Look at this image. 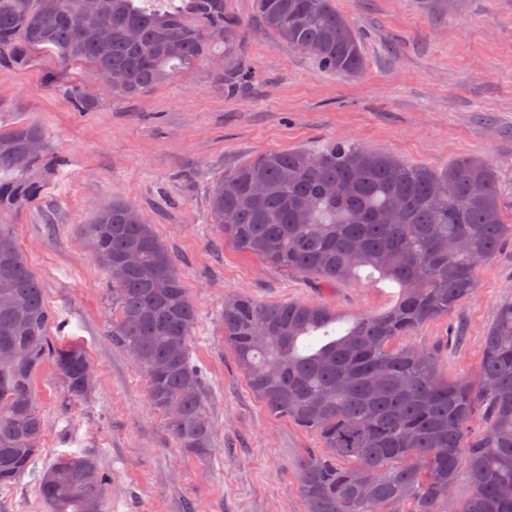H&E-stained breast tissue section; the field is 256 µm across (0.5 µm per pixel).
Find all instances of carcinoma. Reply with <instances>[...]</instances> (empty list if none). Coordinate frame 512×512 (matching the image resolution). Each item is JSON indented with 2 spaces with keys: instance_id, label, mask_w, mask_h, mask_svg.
I'll use <instances>...</instances> for the list:
<instances>
[{
  "instance_id": "1",
  "label": "carcinoma",
  "mask_w": 512,
  "mask_h": 512,
  "mask_svg": "<svg viewBox=\"0 0 512 512\" xmlns=\"http://www.w3.org/2000/svg\"><path fill=\"white\" fill-rule=\"evenodd\" d=\"M231 0H0V66L56 55L112 96L133 98L189 74L203 60L224 94L254 80L242 22ZM262 27L312 56L327 72L364 67L359 38L333 0H256ZM66 93L77 109L95 103L81 82ZM53 154L35 121L0 113V212L19 209L44 188ZM488 159L412 166L352 142L269 150L215 180L211 223L238 251L324 286L363 267L403 294L379 314L352 318L334 336L330 308L303 301H224V339L254 396L272 414L315 434L322 445L298 463L307 512H512V301L500 304L477 375L448 381L436 355L408 343L425 323L473 295L476 270L512 236ZM85 236L107 275L112 342L147 377L149 404L176 446L211 455L205 378L191 362L197 306L177 260L136 205L98 206ZM136 252L139 262L123 257ZM43 288L0 224V488L30 476L51 512H102L106 477L95 456L62 453L38 467L46 423L34 378L53 361L65 402L85 398L95 379L85 351L56 347ZM483 431L475 433V420ZM469 497L448 503L442 486L460 475Z\"/></svg>"
}]
</instances>
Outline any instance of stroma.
<instances>
[{
  "label": "stroma",
  "instance_id": "obj_1",
  "mask_svg": "<svg viewBox=\"0 0 512 512\" xmlns=\"http://www.w3.org/2000/svg\"><path fill=\"white\" fill-rule=\"evenodd\" d=\"M359 33L365 66L352 79L319 69L309 55L262 30L254 0H232L248 29L257 73L244 95H225L209 62L129 99L94 88V107L76 110L45 71L83 80L44 55L0 68V111L42 122L61 167L40 198L0 213L44 288L57 323L53 340L82 345L95 390L62 407L52 361L35 378L46 420L41 462L64 452L95 455L107 475L103 512H306L297 463L321 442L270 414L249 389L224 341V301L321 303L341 316L391 308V281L361 269L332 290L237 252L211 224V182L266 150L334 141L390 152L410 165L444 168L462 156L498 166V193L512 221V0H463L458 14L423 11L418 0H335ZM130 201L176 257L198 308L192 362L202 371L214 450L197 458L176 448L147 401L143 371L113 344L112 297L82 235L93 206ZM476 292L430 321L412 344L435 353L442 377L474 374L497 307L512 301V238L476 271ZM0 512H50L31 477L0 488Z\"/></svg>",
  "mask_w": 512,
  "mask_h": 512
}]
</instances>
